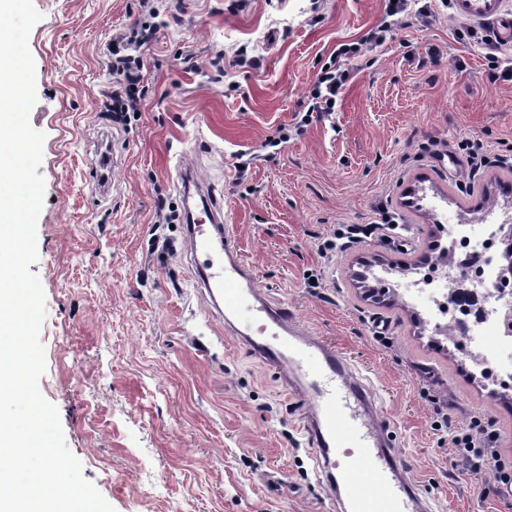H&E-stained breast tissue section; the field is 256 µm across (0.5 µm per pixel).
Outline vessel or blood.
<instances>
[{
  "label": "vessel or blood",
  "mask_w": 512,
  "mask_h": 512,
  "mask_svg": "<svg viewBox=\"0 0 512 512\" xmlns=\"http://www.w3.org/2000/svg\"><path fill=\"white\" fill-rule=\"evenodd\" d=\"M451 9L482 24L492 42L512 47V0H451ZM199 197L186 226L194 274L216 317L281 369L290 395L306 399L303 428L320 480L343 497L348 512H417L416 484L404 476L369 386L335 346L310 336L292 310L258 290L213 190Z\"/></svg>",
  "instance_id": "b4317fda"
}]
</instances>
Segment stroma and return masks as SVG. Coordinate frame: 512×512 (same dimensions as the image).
Masks as SVG:
<instances>
[{"mask_svg": "<svg viewBox=\"0 0 512 512\" xmlns=\"http://www.w3.org/2000/svg\"><path fill=\"white\" fill-rule=\"evenodd\" d=\"M33 4L29 121L45 135L30 266L46 311L37 386L113 512H340L304 406L212 316L182 225L165 228L169 247L151 239L158 196L182 203L183 164L221 195L258 288L369 378L433 512H512V493L465 470L450 444L487 422L512 464V387L483 378L427 304L394 287L451 224L484 219L485 194L512 213L499 194L512 186V81L492 77L485 28L458 37L464 19L442 10L428 26L395 23L344 58L335 111L306 124L318 72L384 19L386 0H169L180 22L158 31L147 99L122 126L101 110L106 44L139 19L138 0ZM468 143L488 158L475 173ZM387 211L398 229L320 253Z\"/></svg>", "mask_w": 512, "mask_h": 512, "instance_id": "obj_1", "label": "stroma"}]
</instances>
